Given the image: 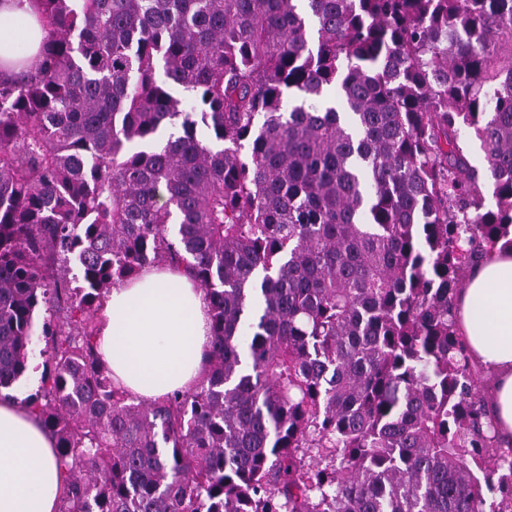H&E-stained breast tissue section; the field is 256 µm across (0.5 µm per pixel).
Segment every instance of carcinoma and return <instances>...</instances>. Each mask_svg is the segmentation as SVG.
<instances>
[{"instance_id":"cac0c4a2","label":"carcinoma","mask_w":512,"mask_h":512,"mask_svg":"<svg viewBox=\"0 0 512 512\" xmlns=\"http://www.w3.org/2000/svg\"><path fill=\"white\" fill-rule=\"evenodd\" d=\"M39 4L0 78V391L44 342L59 512H512L455 323L512 250V0ZM156 263L211 341L135 401L97 316Z\"/></svg>"}]
</instances>
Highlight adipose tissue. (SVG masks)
Here are the masks:
<instances>
[{
    "label": "adipose tissue",
    "instance_id": "ef3b65f1",
    "mask_svg": "<svg viewBox=\"0 0 512 512\" xmlns=\"http://www.w3.org/2000/svg\"><path fill=\"white\" fill-rule=\"evenodd\" d=\"M37 0L0 5V77L17 71L8 45L32 38ZM456 329L489 379L502 444H512V251L493 252L457 290ZM210 336L208 301L187 271L167 265L112 288L96 343L112 382L130 396L162 399L199 383ZM65 485L55 440L42 423L0 400V512H56Z\"/></svg>",
    "mask_w": 512,
    "mask_h": 512
}]
</instances>
